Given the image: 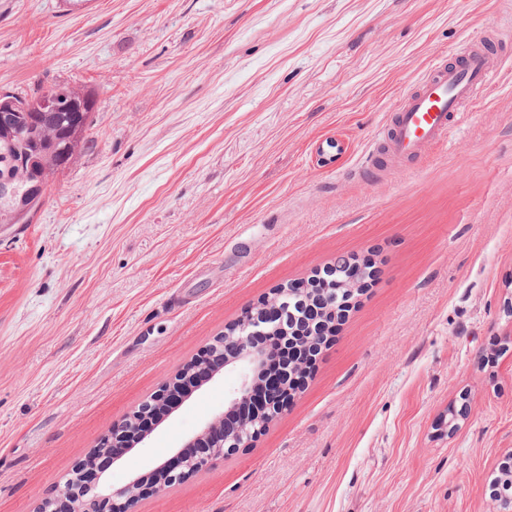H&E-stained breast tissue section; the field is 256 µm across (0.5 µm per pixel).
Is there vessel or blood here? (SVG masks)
<instances>
[{
	"label": "vessel or blood",
	"instance_id": "vessel-or-blood-1",
	"mask_svg": "<svg viewBox=\"0 0 512 512\" xmlns=\"http://www.w3.org/2000/svg\"><path fill=\"white\" fill-rule=\"evenodd\" d=\"M499 67L492 51L470 46L456 63L431 69L401 96L377 152L397 166L418 159L447 138L457 116L494 80Z\"/></svg>",
	"mask_w": 512,
	"mask_h": 512
}]
</instances>
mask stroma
<instances>
[{
	"mask_svg": "<svg viewBox=\"0 0 512 512\" xmlns=\"http://www.w3.org/2000/svg\"><path fill=\"white\" fill-rule=\"evenodd\" d=\"M492 28L502 68L448 138L364 170L401 95ZM40 83L98 104L31 222L0 226V512H35L226 325L339 254L375 275L288 410L129 512H498L512 0H0V89ZM235 384L103 479L169 459Z\"/></svg>",
	"mask_w": 512,
	"mask_h": 512,
	"instance_id": "1",
	"label": "stroma"
}]
</instances>
